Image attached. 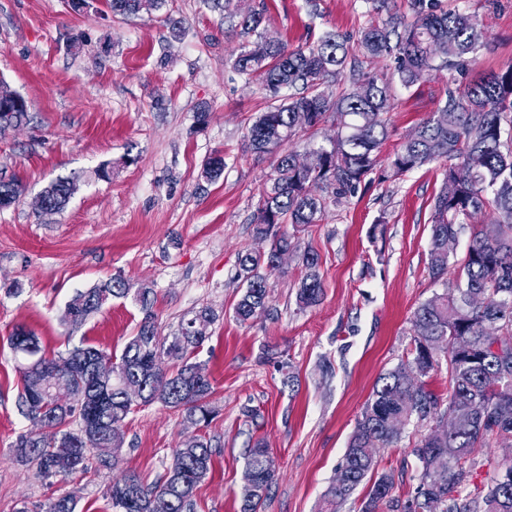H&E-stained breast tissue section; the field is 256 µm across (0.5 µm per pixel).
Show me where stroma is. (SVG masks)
<instances>
[{"label": "stroma", "mask_w": 512, "mask_h": 512, "mask_svg": "<svg viewBox=\"0 0 512 512\" xmlns=\"http://www.w3.org/2000/svg\"><path fill=\"white\" fill-rule=\"evenodd\" d=\"M264 2L267 39L297 47L327 29L352 33L364 0ZM486 39L469 78L512 65V0H465ZM182 22L172 36L170 19ZM81 52H74V45ZM239 39L206 0H167L152 12L112 15L105 0L72 11L68 0H0V80L29 103V124L0 136V177L24 186L0 209V512H38L70 494L76 512H112L107 489L122 474L144 483L166 473L173 448L198 427L159 403L125 419L113 464L87 475L44 479L18 463L11 446L32 428L18 407L21 374L9 346L17 327L46 351L93 345L120 354L144 313L133 298L112 299L79 324L65 322L78 293L117 277L152 288L159 336L177 332L203 306L219 315L197 355L212 379L217 418L206 432L217 453L196 491L195 512H240L245 457L265 441L276 481L260 512H321L323 496L378 378L410 347L419 303L445 293L428 272L433 198L442 169L431 163L399 178L362 185L324 220L299 232L320 257L324 294L302 309L305 270L290 255L269 271L268 315L239 323L238 257L260 249L252 220L275 158L247 149L244 135L267 99L229 63ZM447 72L394 89L387 160L438 107ZM212 118L198 126L194 113ZM224 173L207 181L214 152ZM108 177H101V170ZM72 177L64 211L44 213V188ZM428 425L409 424L401 442L377 451L378 467L402 472L393 491L414 486L411 448ZM467 491L486 487L512 463V446L475 449Z\"/></svg>", "instance_id": "stroma-1"}]
</instances>
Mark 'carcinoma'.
<instances>
[{"label": "carcinoma", "instance_id": "carcinoma-1", "mask_svg": "<svg viewBox=\"0 0 512 512\" xmlns=\"http://www.w3.org/2000/svg\"><path fill=\"white\" fill-rule=\"evenodd\" d=\"M241 2L224 0V21L242 37L231 55L232 67L273 100L247 128L246 147L275 155L276 164L253 218V236L267 248L246 251L239 259L238 320L268 311L265 271L276 268L280 254L298 252L295 233L320 223L330 207L354 196L378 166L396 82L410 88L432 71L448 72L441 105L393 153L381 174L395 178L443 163L430 224L431 277L439 280L448 273L453 255L448 240L461 226L487 211L498 215L494 238L481 231L474 235L454 286L415 308L413 343L375 385L324 494L322 512H337L366 480L371 485L359 512L390 510L400 476L376 470V452L398 444L413 419H431L434 426L411 450L419 464L417 484L401 503L402 512H512V464L473 496H455L475 465L473 450L512 439V66L463 81L486 29L458 0H406L408 15L398 12L397 0H364L368 20L354 34L327 31L293 50L266 39L258 31L263 12L245 10ZM164 3L106 0L112 14L122 16L158 10ZM386 59L394 61L393 71L377 70L375 64ZM329 119L336 124V138L328 147L308 148L309 167H297L298 153L286 145ZM26 123V111L0 112V134ZM224 166L223 156L210 157L204 177L217 179ZM75 189L73 178L56 179L42 192V210H64ZM21 195L15 180L0 179V209ZM300 259L306 273L297 303L307 308L323 295L319 256L309 249ZM131 293L144 317L118 356L92 345L50 356L33 332L18 328L10 336L15 356L24 360L21 411L35 427L20 434L13 448L18 461L44 478L85 473L91 458L101 461L112 454L132 410L129 386L138 387L141 404L160 403L195 425L207 427L215 417L214 387L205 365L192 361L218 320L212 308L191 312L177 333L162 338L148 308L150 289L134 290L113 279L77 294L66 318L81 323L110 299ZM165 359L180 362L176 372L163 369ZM443 365L446 400L427 384ZM54 369L57 387L39 390L42 373ZM215 452L211 440L193 436L175 449L161 483L147 485L134 473L123 475L109 489L112 512H194L195 492ZM246 472L250 478L241 512H258L276 476L262 444L249 451ZM76 507L73 496L63 495L41 505L40 512H76Z\"/></svg>", "mask_w": 512, "mask_h": 512}]
</instances>
